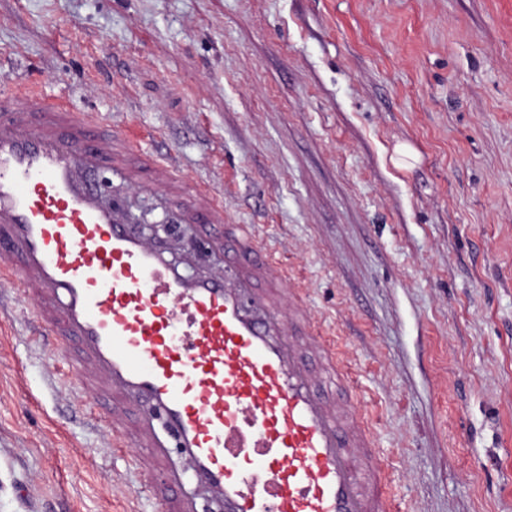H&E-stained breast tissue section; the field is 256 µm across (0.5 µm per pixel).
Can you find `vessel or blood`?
Segmentation results:
<instances>
[{
	"label": "vessel or blood",
	"instance_id": "b4317fda",
	"mask_svg": "<svg viewBox=\"0 0 512 512\" xmlns=\"http://www.w3.org/2000/svg\"><path fill=\"white\" fill-rule=\"evenodd\" d=\"M99 124V113L34 84L0 93V278L37 297L35 316L76 342L62 373L109 402L119 444L143 448L180 487L159 512H198L203 500L219 512H388L393 489L370 431L329 407L301 360L317 351L325 382L346 386L335 345L297 319L301 289L291 288L296 317L285 318L252 225L232 231L258 261L220 270L136 230L99 194L95 170L106 162L138 183L151 171L160 194L169 176L130 128H113L116 150L90 149Z\"/></svg>",
	"mask_w": 512,
	"mask_h": 512
}]
</instances>
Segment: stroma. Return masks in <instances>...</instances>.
Masks as SVG:
<instances>
[{
    "instance_id": "obj_1",
    "label": "stroma",
    "mask_w": 512,
    "mask_h": 512,
    "mask_svg": "<svg viewBox=\"0 0 512 512\" xmlns=\"http://www.w3.org/2000/svg\"><path fill=\"white\" fill-rule=\"evenodd\" d=\"M23 74L174 155L250 224L336 342L401 512H512V0H0ZM152 238L223 265L224 226ZM0 286V512H157L69 342Z\"/></svg>"
}]
</instances>
